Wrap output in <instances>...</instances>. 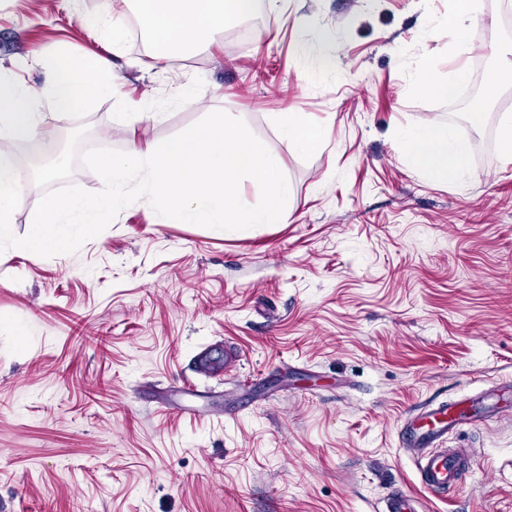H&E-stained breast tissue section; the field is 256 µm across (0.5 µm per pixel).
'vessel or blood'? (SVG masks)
<instances>
[{"mask_svg": "<svg viewBox=\"0 0 512 512\" xmlns=\"http://www.w3.org/2000/svg\"><path fill=\"white\" fill-rule=\"evenodd\" d=\"M457 405L442 403L411 415L404 426L405 450L422 484L433 491H456L474 470L473 457L446 447L449 433L468 425Z\"/></svg>", "mask_w": 512, "mask_h": 512, "instance_id": "vessel-or-blood-1", "label": "vessel or blood"}]
</instances>
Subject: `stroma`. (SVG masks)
Listing matches in <instances>:
<instances>
[{
    "mask_svg": "<svg viewBox=\"0 0 512 512\" xmlns=\"http://www.w3.org/2000/svg\"><path fill=\"white\" fill-rule=\"evenodd\" d=\"M446 0H280L251 37L201 39L149 69L162 47L129 43L116 82L167 98L143 116L160 144L223 108L283 160L285 223L224 231L160 224L147 201L123 209L73 254H0V512H381L398 491L425 512H512V162L498 148L512 88L459 185L425 177L394 138L442 123L444 105L408 98L409 59L448 39L425 31ZM473 50L439 64L470 83L512 34V0H480ZM99 54L66 0H0V67L45 85L46 55ZM303 112L328 140L294 152L277 113ZM112 99L76 119L44 111L40 135L85 128L84 144L126 150ZM242 356L204 375L201 352ZM196 384V396L172 395ZM479 401L448 445L472 452L458 491L429 493L403 425L444 400Z\"/></svg>",
    "mask_w": 512,
    "mask_h": 512,
    "instance_id": "stroma-1",
    "label": "stroma"
}]
</instances>
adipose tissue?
I'll use <instances>...</instances> for the list:
<instances>
[{
    "mask_svg": "<svg viewBox=\"0 0 512 512\" xmlns=\"http://www.w3.org/2000/svg\"><path fill=\"white\" fill-rule=\"evenodd\" d=\"M276 7L277 0H138V22L148 36L161 40L167 55L186 53L202 36L223 33L230 19L251 15L259 3ZM278 136L290 147H319L325 132L300 112H281L275 119ZM24 187L18 180L9 147L0 148V237L10 234L13 215Z\"/></svg>",
    "mask_w": 512,
    "mask_h": 512,
    "instance_id": "obj_1",
    "label": "adipose tissue"
}]
</instances>
